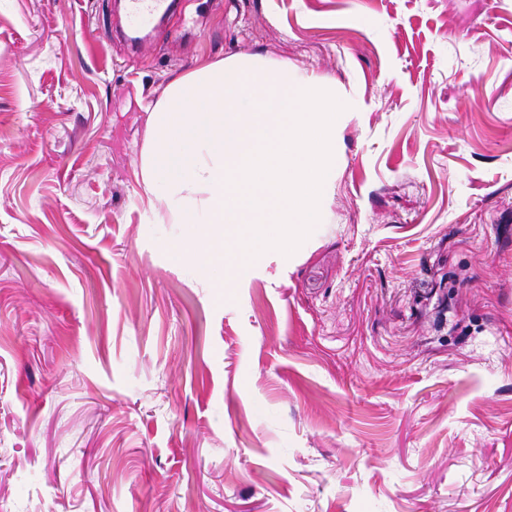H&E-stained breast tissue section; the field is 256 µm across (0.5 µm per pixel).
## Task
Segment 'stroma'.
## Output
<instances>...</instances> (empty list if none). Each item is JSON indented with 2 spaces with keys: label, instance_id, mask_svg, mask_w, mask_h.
<instances>
[{
  "label": "stroma",
  "instance_id": "1",
  "mask_svg": "<svg viewBox=\"0 0 512 512\" xmlns=\"http://www.w3.org/2000/svg\"><path fill=\"white\" fill-rule=\"evenodd\" d=\"M0 0V512H512V0ZM258 54L348 108L323 224L222 293L149 107ZM172 8L170 0H128L127 23L134 35L129 37L132 47L139 50L146 40V35L141 34L166 18Z\"/></svg>",
  "mask_w": 512,
  "mask_h": 512
}]
</instances>
